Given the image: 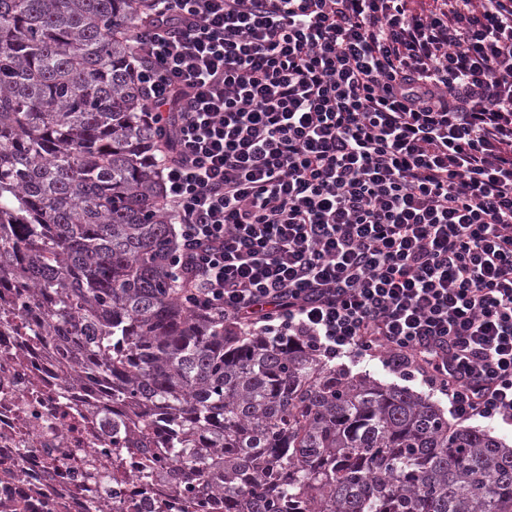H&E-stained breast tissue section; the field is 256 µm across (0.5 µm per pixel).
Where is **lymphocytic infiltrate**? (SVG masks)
<instances>
[{"instance_id": "obj_1", "label": "lymphocytic infiltrate", "mask_w": 512, "mask_h": 512, "mask_svg": "<svg viewBox=\"0 0 512 512\" xmlns=\"http://www.w3.org/2000/svg\"><path fill=\"white\" fill-rule=\"evenodd\" d=\"M182 300L512 426V0H151Z\"/></svg>"}]
</instances>
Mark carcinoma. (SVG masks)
Wrapping results in <instances>:
<instances>
[{
  "instance_id": "1",
  "label": "carcinoma",
  "mask_w": 512,
  "mask_h": 512,
  "mask_svg": "<svg viewBox=\"0 0 512 512\" xmlns=\"http://www.w3.org/2000/svg\"><path fill=\"white\" fill-rule=\"evenodd\" d=\"M150 0H0V325L35 308L104 382L112 477L224 512H512V446L182 303L173 214L136 79ZM164 431L154 448L150 431Z\"/></svg>"
}]
</instances>
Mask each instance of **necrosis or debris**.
<instances>
[{
  "label": "necrosis or debris",
  "mask_w": 512,
  "mask_h": 512,
  "mask_svg": "<svg viewBox=\"0 0 512 512\" xmlns=\"http://www.w3.org/2000/svg\"><path fill=\"white\" fill-rule=\"evenodd\" d=\"M25 323L32 335L0 328V512H96L109 499L139 512L156 505L182 512L171 480L138 483V451L124 454L125 478L111 488L85 477L83 460L108 461L112 449L99 416L75 415L88 406L96 378L67 387L70 347L45 335L41 313L26 315Z\"/></svg>",
  "instance_id": "4bbe7bcc"
}]
</instances>
